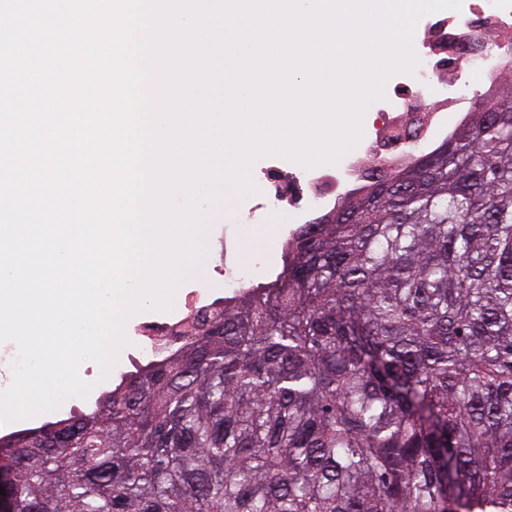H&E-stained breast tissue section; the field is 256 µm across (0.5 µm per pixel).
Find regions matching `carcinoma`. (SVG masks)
Listing matches in <instances>:
<instances>
[{
    "label": "carcinoma",
    "instance_id": "obj_1",
    "mask_svg": "<svg viewBox=\"0 0 512 512\" xmlns=\"http://www.w3.org/2000/svg\"><path fill=\"white\" fill-rule=\"evenodd\" d=\"M284 259L91 411L0 438L14 512H512V85Z\"/></svg>",
    "mask_w": 512,
    "mask_h": 512
}]
</instances>
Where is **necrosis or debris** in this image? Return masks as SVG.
<instances>
[{"label": "necrosis or debris", "mask_w": 512, "mask_h": 512, "mask_svg": "<svg viewBox=\"0 0 512 512\" xmlns=\"http://www.w3.org/2000/svg\"><path fill=\"white\" fill-rule=\"evenodd\" d=\"M414 47L422 68L397 75L360 147L336 167L290 169L271 160L258 169L260 194L248 209L252 223H266L277 209L329 211L381 171L410 162L414 148H429L450 135L467 116L468 93L488 95L512 79V0H462L461 10L423 15L416 22ZM237 241L228 231L216 242L220 262L214 272L232 289L250 283ZM205 304L192 291L174 314L136 324L129 338L130 365L145 367L175 353L185 341L184 314Z\"/></svg>", "instance_id": "1"}]
</instances>
